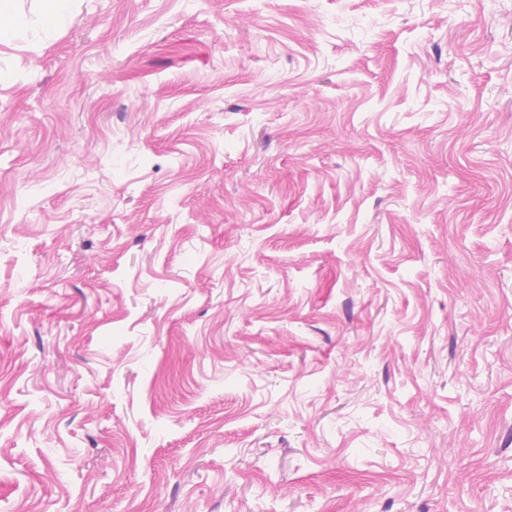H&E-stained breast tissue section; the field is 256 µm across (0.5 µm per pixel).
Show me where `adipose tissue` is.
<instances>
[{
  "instance_id": "ef3b65f1",
  "label": "adipose tissue",
  "mask_w": 512,
  "mask_h": 512,
  "mask_svg": "<svg viewBox=\"0 0 512 512\" xmlns=\"http://www.w3.org/2000/svg\"><path fill=\"white\" fill-rule=\"evenodd\" d=\"M18 0H0V27L12 39L30 43L52 37L68 23L74 0H37L30 10L20 9Z\"/></svg>"
}]
</instances>
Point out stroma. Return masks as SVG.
<instances>
[{
  "mask_svg": "<svg viewBox=\"0 0 512 512\" xmlns=\"http://www.w3.org/2000/svg\"><path fill=\"white\" fill-rule=\"evenodd\" d=\"M0 70V512H512V0H77Z\"/></svg>",
  "mask_w": 512,
  "mask_h": 512,
  "instance_id": "obj_1",
  "label": "stroma"
}]
</instances>
